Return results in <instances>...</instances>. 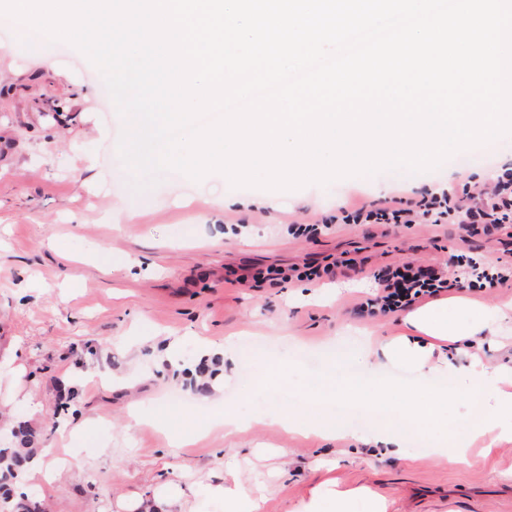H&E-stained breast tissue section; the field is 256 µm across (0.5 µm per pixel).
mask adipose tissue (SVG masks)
I'll return each mask as SVG.
<instances>
[{
	"label": "adipose tissue",
	"instance_id": "ef3b65f1",
	"mask_svg": "<svg viewBox=\"0 0 512 512\" xmlns=\"http://www.w3.org/2000/svg\"><path fill=\"white\" fill-rule=\"evenodd\" d=\"M512 317V311L477 306L469 309L463 322L448 318V301L440 299L410 312L405 323L416 332V339L396 336L379 351L365 348L355 356L356 370L351 377L329 373L316 389L308 392L306 403L293 414H271L272 422L285 431L297 434L326 435L336 429L330 417L329 404L345 407L348 412H366L374 417L372 426L356 432V439L366 444L404 447L415 429L432 423H442L441 434L427 437L424 445L435 457L449 465L466 462L469 449L476 438L491 435L512 438V367H491L474 362L462 368L445 357H435L434 340L465 342L483 331ZM399 362L421 379V387L407 391L404 401H395L393 383L375 378V354ZM479 378L484 390L480 398L482 413L469 427L442 419L445 408L458 397L456 381L464 377ZM446 379V386H437V379ZM207 501H221L224 512H261L264 496L257 487L243 481L236 469H229L224 483L210 485L204 491ZM327 500L329 512H351L359 499L368 504V512H386L388 503L364 489H341L336 480L329 479L317 487L310 500L300 502L294 512H319V500Z\"/></svg>",
	"mask_w": 512,
	"mask_h": 512
}]
</instances>
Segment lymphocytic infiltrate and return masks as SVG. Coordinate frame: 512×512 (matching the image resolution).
<instances>
[{
  "label": "lymphocytic infiltrate",
  "mask_w": 512,
  "mask_h": 512,
  "mask_svg": "<svg viewBox=\"0 0 512 512\" xmlns=\"http://www.w3.org/2000/svg\"><path fill=\"white\" fill-rule=\"evenodd\" d=\"M342 223L455 224L468 236L512 230V167L495 171L488 183H464L461 191L438 186L420 200L393 198L391 206L362 204L339 209ZM462 275H448L433 267L411 263L386 265L375 271L377 292L359 306L360 312L388 315L413 308L443 292L475 291L485 285L512 283V266L487 270L472 256H461Z\"/></svg>",
  "instance_id": "f902f5d3"
}]
</instances>
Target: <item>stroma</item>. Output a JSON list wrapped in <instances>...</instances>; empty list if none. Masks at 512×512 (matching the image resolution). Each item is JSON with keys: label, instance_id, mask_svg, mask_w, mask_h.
<instances>
[{"label": "stroma", "instance_id": "obj_1", "mask_svg": "<svg viewBox=\"0 0 512 512\" xmlns=\"http://www.w3.org/2000/svg\"><path fill=\"white\" fill-rule=\"evenodd\" d=\"M100 72L68 43L0 20V438L42 453L52 475L11 483L42 512H117L163 487L187 501L224 480V462L263 483L262 512H292L329 462L342 488L384 497L388 512H512V440L478 439L464 464L429 454L423 438L397 455L361 453L339 415L336 436L306 437L257 422L298 404L304 383L343 372L367 343L406 334L402 314L360 317L375 284L367 268L414 263L456 273L453 256L512 263L497 235L454 224H336L314 237L297 224L348 202L435 184L481 182L512 165V135L460 152L438 169L382 171L283 192L234 188L220 173L193 181L167 171L135 191L121 161L125 127L104 102ZM133 215L130 224L117 214ZM319 268V278L273 283L258 271ZM260 346L224 356L239 336ZM210 358L209 391L189 368ZM178 360L186 373L173 371ZM286 362L291 380L255 383ZM233 410L251 428L225 436Z\"/></svg>", "mask_w": 512, "mask_h": 512}]
</instances>
